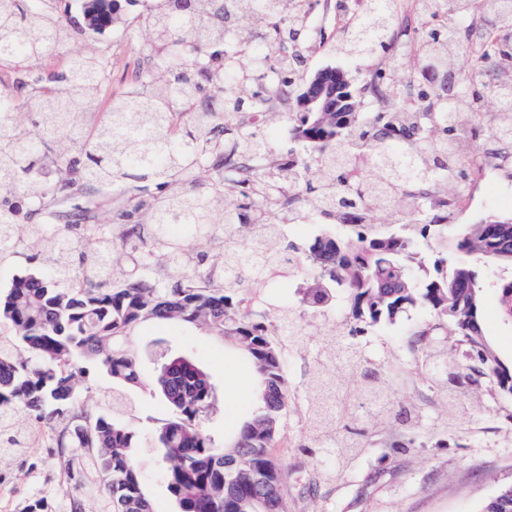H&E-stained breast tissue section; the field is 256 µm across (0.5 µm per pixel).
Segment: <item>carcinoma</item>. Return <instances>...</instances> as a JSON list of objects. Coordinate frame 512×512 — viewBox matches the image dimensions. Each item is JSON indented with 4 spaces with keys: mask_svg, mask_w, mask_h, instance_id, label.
I'll return each mask as SVG.
<instances>
[{
    "mask_svg": "<svg viewBox=\"0 0 512 512\" xmlns=\"http://www.w3.org/2000/svg\"><path fill=\"white\" fill-rule=\"evenodd\" d=\"M420 16L438 30L418 37L419 75L431 84L422 111L400 98L391 112H310L295 116V138L308 149L277 167L282 192L304 189L317 211L356 227L352 235L326 233L308 252L318 272L303 287L304 312L321 315L347 299L349 329L324 335L325 363L338 377L360 365L350 338L367 327L393 322L408 308L433 311L462 349L456 376L475 387L485 378L512 394V370L485 342L479 306L481 284L467 263L446 276L412 272L410 238L371 216L392 207L403 188L423 193L408 199V214L431 216L415 224L424 236L448 222V187L465 188L463 152L480 136L512 134V85L458 81L451 97L429 74L457 54L486 61L502 53L500 32L512 30V0H417ZM345 17L334 48L371 59L393 56L399 0H336ZM308 0H194L193 11H176L173 0H154L134 29L145 33L154 67L98 112L106 79L105 56L89 48L66 58L63 72L45 81L38 68L49 50L70 41L73 28L54 0L32 12L26 0H0V65L26 76L0 94V260L29 254L32 270L0 293V450L15 453L33 435L47 442V457L60 476L55 504L35 498L23 512H84L87 488L103 489L98 512H156L141 490L143 476L130 448L137 433L123 422L127 399L120 391L98 408L83 398L85 364L122 385L149 386L172 409L154 437L164 449L162 476L182 512H288L286 473L272 453L290 396L283 345L305 336L288 310L274 325L255 318L256 297L266 276L298 260L280 250V225L265 219L268 204L252 169L266 144L240 121L239 110L265 112L277 94L296 96L292 75L306 63L303 18ZM479 11L491 28L475 44L460 42L459 18ZM265 20L269 37L253 20ZM223 51L224 90L218 106L201 107L213 50ZM274 64H268L270 52ZM251 66L239 68L241 53ZM392 78L380 70L363 85L370 98L384 95ZM33 104L27 121L16 112ZM494 111H488V108ZM127 179L148 182V200L128 196L116 223L91 219L83 198L95 188ZM247 229L241 250L224 242V225ZM456 252L512 263V223L472 225L454 242ZM191 323L214 338L235 343L250 359L259 404L237 431L232 449L215 442L201 423L213 406L214 387L193 360L174 356L143 379L131 331L140 323ZM425 368L435 379L448 353L431 351ZM459 385H440L448 427ZM336 380L319 377L309 399L312 441L343 449L348 458L363 431L336 428L329 391ZM363 396L377 412L393 403L372 370ZM482 512H512V488L498 493Z\"/></svg>",
    "mask_w": 512,
    "mask_h": 512,
    "instance_id": "cac0c4a2",
    "label": "carcinoma"
}]
</instances>
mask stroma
<instances>
[{"mask_svg":"<svg viewBox=\"0 0 512 512\" xmlns=\"http://www.w3.org/2000/svg\"><path fill=\"white\" fill-rule=\"evenodd\" d=\"M118 21L87 33L86 40L53 52L42 64V72H62L67 52L85 48L95 41L108 61L104 92L116 95L133 86L142 61L141 44L133 39L125 20L134 8L128 0H115ZM310 34L315 50L300 79L332 64L345 68L355 84H362L368 71L381 68V60L351 59L336 53V11L327 0H314ZM294 103L275 99L257 134L267 140L270 159L278 163L289 155L304 153L292 131ZM480 201L472 212L449 219L448 234L456 236L488 217L512 219V198L496 186H483ZM269 223L282 227V242L293 246L301 264L281 268L258 289L256 311L267 322H276L283 307H297L302 287L314 272L306 259L307 246L315 237L340 229L334 219L317 214L304 199H296L291 210L268 209ZM482 285L481 314L489 345L499 361L512 368V318L504 316L500 288L512 280V266L490 258L474 261ZM348 314L345 303L321 317H303L307 334L303 344L285 352L291 405L283 418L276 456L288 474V512H481L502 488L512 487V394L502 393L492 380H484L476 391L461 392L456 400L457 430L440 428L448 410L438 384L423 365V354L447 350L451 359L460 354L454 337H420L432 324L431 310L411 308L392 324L368 328L358 337L364 368H380L382 380L394 402L395 417L371 413L362 399L352 402V412L366 433L365 446L346 462H339L333 448H314L308 429L306 396L319 370L315 362L320 332L337 325ZM138 349H169L190 356L212 377L217 388V409L207 428L216 442L228 434V422L247 420L254 404L247 400L244 384L251 378L249 362L228 343L213 339L205 330L185 324L144 323L131 333ZM133 410L126 421L140 436L131 455L144 477L142 491L158 512H178L161 477L162 461L152 447L155 431L169 418L167 403L150 387H127ZM58 479L49 465L31 473L19 471L14 456L0 454V512H21L32 496L53 498Z\"/></svg>","mask_w":512,"mask_h":512,"instance_id":"35a3bbf8","label":"stroma"}]
</instances>
